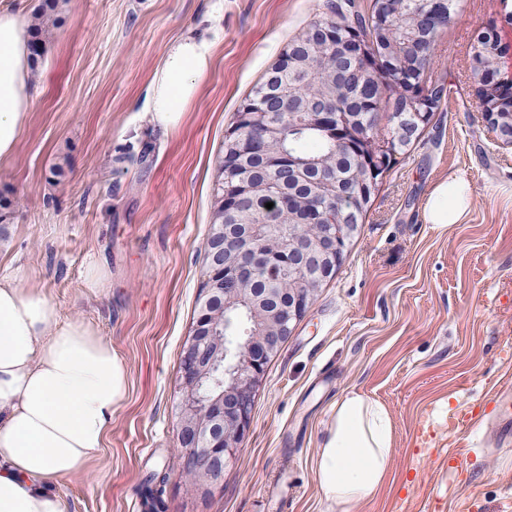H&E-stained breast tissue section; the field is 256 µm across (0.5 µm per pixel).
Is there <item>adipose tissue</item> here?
Returning <instances> with one entry per match:
<instances>
[{
  "mask_svg": "<svg viewBox=\"0 0 512 512\" xmlns=\"http://www.w3.org/2000/svg\"><path fill=\"white\" fill-rule=\"evenodd\" d=\"M216 36L190 35L168 51L149 89L152 123L180 126L208 71ZM24 23L0 10V159L10 157L33 103ZM470 205L460 178L437 184L425 204L431 224L459 223ZM0 276V512H63L51 479L78 472L101 448L127 370L85 322L62 321L46 296ZM392 465L387 411L352 391L336 403L315 469L327 512H350L385 482Z\"/></svg>",
  "mask_w": 512,
  "mask_h": 512,
  "instance_id": "ef3b65f1",
  "label": "adipose tissue"
}]
</instances>
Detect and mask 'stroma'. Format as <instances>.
Segmentation results:
<instances>
[{
	"label": "stroma",
	"instance_id": "1",
	"mask_svg": "<svg viewBox=\"0 0 512 512\" xmlns=\"http://www.w3.org/2000/svg\"><path fill=\"white\" fill-rule=\"evenodd\" d=\"M62 0L33 68L35 99L0 160L12 219L0 275L22 269L67 321L92 323L127 388L101 449L52 479L64 512H325L314 459L333 406L357 391L393 426L387 483L351 512H512V437L498 394L512 375V148L471 80L494 26L512 77V0H461L429 73L441 112L384 176L332 280L266 370L238 460L207 496L181 475L180 352L197 317L224 136L240 101L328 0ZM218 32L178 128L155 127L148 90L170 46ZM465 179L459 223L430 224L443 180ZM107 267L106 293L88 288Z\"/></svg>",
	"mask_w": 512,
	"mask_h": 512
}]
</instances>
